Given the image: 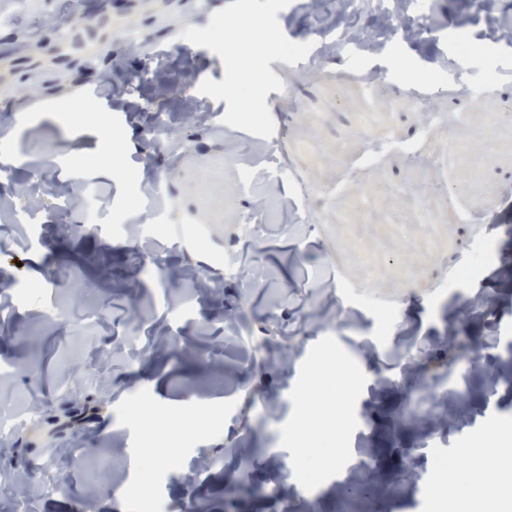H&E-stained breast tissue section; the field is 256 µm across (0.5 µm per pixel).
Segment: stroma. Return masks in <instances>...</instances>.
Here are the masks:
<instances>
[{"label": "stroma", "instance_id": "35a3bbf8", "mask_svg": "<svg viewBox=\"0 0 512 512\" xmlns=\"http://www.w3.org/2000/svg\"><path fill=\"white\" fill-rule=\"evenodd\" d=\"M105 3L112 40L98 53L0 82V190L12 199L0 208V512H279L285 496L302 512H365L349 493L364 479L393 512H432L426 488L439 476L413 448L444 455L512 425V128L474 104L512 103V41L471 0H419L432 28L371 45L338 35L376 24L372 0L350 22L340 0H0V54L68 42ZM220 18L246 35L259 24L262 51L225 53ZM461 34L466 56L455 53ZM489 61L502 71L494 83ZM189 98L203 115L185 124ZM423 109L469 120L465 158L436 175L448 195L428 201L412 194L423 176L401 154L428 137L448 145ZM161 115L176 141L162 156L151 143ZM387 126L395 145L367 165L371 128ZM79 148L96 159L76 166ZM297 173L325 208L297 195ZM486 208L492 236L447 220ZM490 236L495 258L456 283L452 266ZM152 254L163 278L142 271ZM458 324L497 331L498 350L415 399L419 361L401 340L439 349ZM261 326L293 334L257 354ZM339 356L359 372L346 445L385 465L346 461L308 479L283 429L299 389ZM209 418L219 434L198 431ZM171 439L173 461L157 457L144 474V448ZM35 455L66 462L68 475L37 471L35 494L19 497L17 474ZM240 486L262 494L230 497Z\"/></svg>", "mask_w": 512, "mask_h": 512}]
</instances>
